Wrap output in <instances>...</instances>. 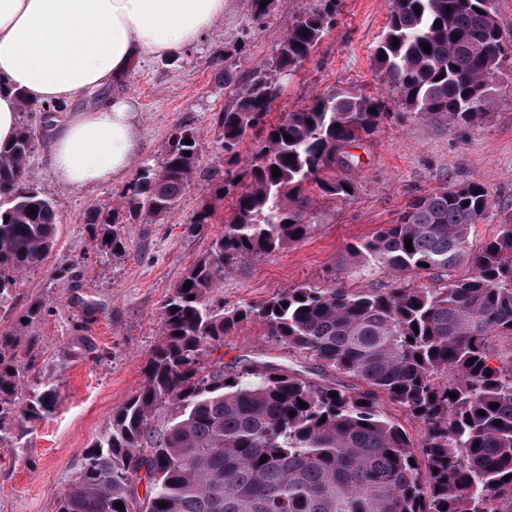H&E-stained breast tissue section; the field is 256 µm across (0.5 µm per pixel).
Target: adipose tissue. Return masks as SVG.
I'll return each instance as SVG.
<instances>
[{
    "instance_id": "ef3b65f1",
    "label": "adipose tissue",
    "mask_w": 512,
    "mask_h": 512,
    "mask_svg": "<svg viewBox=\"0 0 512 512\" xmlns=\"http://www.w3.org/2000/svg\"><path fill=\"white\" fill-rule=\"evenodd\" d=\"M224 16V0H0V148L23 105L112 96L75 113L50 137L61 184L122 179L139 148L140 117L121 86L146 59L185 54Z\"/></svg>"
}]
</instances>
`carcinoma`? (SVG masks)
Wrapping results in <instances>:
<instances>
[{"instance_id":"obj_1","label":"carcinoma","mask_w":512,"mask_h":512,"mask_svg":"<svg viewBox=\"0 0 512 512\" xmlns=\"http://www.w3.org/2000/svg\"><path fill=\"white\" fill-rule=\"evenodd\" d=\"M320 2L288 26L276 75L256 70L215 115L216 149L236 167L224 170L189 230L212 223L229 196L234 212L165 300L141 387L86 450L58 512H512V220L477 250L469 239L491 207L488 189L444 184L351 246L360 272L381 265L396 277L393 288L300 285L233 312L214 295L233 267L309 235L317 223L310 187L351 197L347 149L387 114L381 97L334 88L267 121L278 78L294 75L332 26L336 3ZM376 55L403 108L454 128L489 116L512 42L492 0H391ZM252 134L261 141L243 162L239 148ZM33 145L22 126L0 148V302L56 243L55 201L26 181ZM198 154L193 131L175 128L164 162L140 166L126 203L94 211L88 226L99 257L126 249L125 225L154 224L176 205ZM242 319L354 384L339 388L271 362L238 371L211 360ZM19 345L0 336L1 442L12 420L40 417L54 404L51 391L28 384ZM392 407L419 423L418 441Z\"/></svg>"}]
</instances>
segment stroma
<instances>
[{
    "mask_svg": "<svg viewBox=\"0 0 512 512\" xmlns=\"http://www.w3.org/2000/svg\"><path fill=\"white\" fill-rule=\"evenodd\" d=\"M317 2L273 0L268 16L256 24L252 0H224L223 19L195 48L175 60H147L126 79L122 89L140 112L138 162L159 164L178 126L193 130L200 154L197 172L174 209L158 223L126 225L125 253L99 258L88 221L92 211L119 206L135 172L90 189H68L47 157L49 130L92 107V99L69 102L61 112L35 107L24 113V123L36 133L26 180L55 198L58 235L47 259L20 275L10 299L0 304V333L21 337L18 356L34 365L30 380L52 388L56 403L43 417L13 421L8 442L0 444V512H57L60 493L77 474L85 450L107 430L113 409L139 389L142 369L160 339L164 301L232 216L227 199L212 224L199 232L188 229L191 215L210 194L212 174L225 168L215 149L213 117L233 104L234 93L222 74L229 71L246 81L275 53L293 18ZM390 7V0H337L333 27L297 73L284 80L271 121L335 87L386 97L391 116L352 149L351 197L314 196L318 222L306 238L225 274L216 290L225 310L261 303L300 284L391 287L388 269L357 273L350 245L371 238L393 223L412 197L444 182L481 184L491 193L489 213L471 230L473 247L512 218V69L499 79L488 121L451 131L417 118L390 93L374 62ZM62 267L68 275L60 280L56 272ZM36 301L44 312L27 320L26 311ZM219 354L228 366L245 359L269 361L321 378L315 362L274 345L253 320L225 337Z\"/></svg>",
    "mask_w": 512,
    "mask_h": 512,
    "instance_id": "1",
    "label": "stroma"
}]
</instances>
